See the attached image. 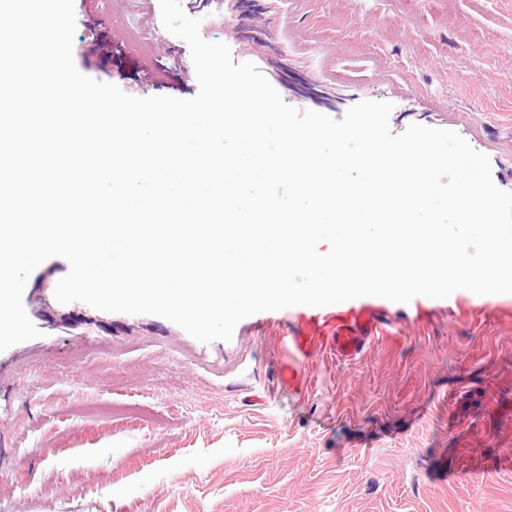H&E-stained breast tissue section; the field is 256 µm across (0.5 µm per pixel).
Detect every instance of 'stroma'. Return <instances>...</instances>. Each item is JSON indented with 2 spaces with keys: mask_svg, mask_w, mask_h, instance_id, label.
<instances>
[{
  "mask_svg": "<svg viewBox=\"0 0 512 512\" xmlns=\"http://www.w3.org/2000/svg\"><path fill=\"white\" fill-rule=\"evenodd\" d=\"M181 3L295 108L339 120L391 102L393 133L455 131L512 191V0H285L256 17ZM74 9L82 74L136 97L197 94L159 0ZM253 27L261 45L242 37ZM68 270L53 257L31 274L41 336L0 352V512H512V294L371 297L379 338L352 362L303 360L296 395L280 372L300 307L204 344L159 316L59 303Z\"/></svg>",
  "mask_w": 512,
  "mask_h": 512,
  "instance_id": "1",
  "label": "stroma"
}]
</instances>
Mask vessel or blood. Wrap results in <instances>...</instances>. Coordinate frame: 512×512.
Returning a JSON list of instances; mask_svg holds the SVG:
<instances>
[{
    "label": "vessel or blood",
    "instance_id": "obj_1",
    "mask_svg": "<svg viewBox=\"0 0 512 512\" xmlns=\"http://www.w3.org/2000/svg\"><path fill=\"white\" fill-rule=\"evenodd\" d=\"M376 330L370 310L349 300L330 308L326 316L302 317L290 332L289 342L295 358L282 371V382L287 384L289 391L301 392L305 384L301 360L328 350L340 359H355L367 341L375 336Z\"/></svg>",
    "mask_w": 512,
    "mask_h": 512
}]
</instances>
